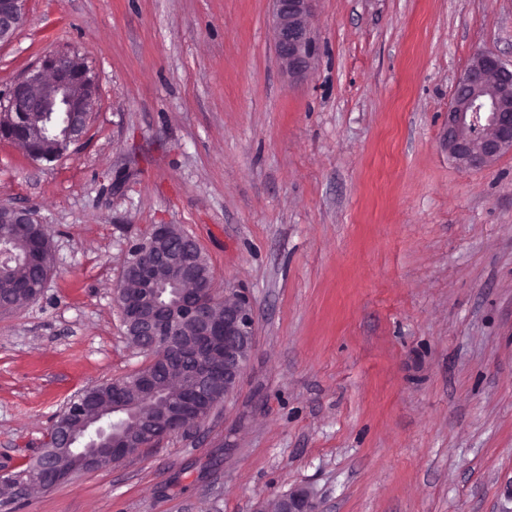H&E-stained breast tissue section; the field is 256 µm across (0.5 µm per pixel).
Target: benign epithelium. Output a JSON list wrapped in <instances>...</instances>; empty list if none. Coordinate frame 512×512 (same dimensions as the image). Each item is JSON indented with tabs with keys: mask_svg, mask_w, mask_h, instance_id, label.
<instances>
[{
	"mask_svg": "<svg viewBox=\"0 0 512 512\" xmlns=\"http://www.w3.org/2000/svg\"><path fill=\"white\" fill-rule=\"evenodd\" d=\"M27 0H0V43L11 42L26 23ZM272 33L276 59L288 77L306 73L313 64L315 42L311 17L316 0H272ZM96 92L85 63L68 52L44 55L40 65L15 80L0 98V137L23 147L35 160L62 158L68 146L83 137L95 109ZM39 112L54 118L59 135L45 145V131L34 121ZM448 155L464 169L488 167L512 153V62L490 49L476 50L456 80L448 108ZM35 215L16 206L0 205V224H31ZM166 225L154 226L151 239L141 240L129 251V265L150 274L173 262V255L154 249L152 241L164 237ZM122 324L136 322L141 349L157 345L170 361L191 375L184 395L170 406L168 427L160 433L140 431L131 441L129 432L116 430L108 437L89 440L67 431L51 430L47 448L38 461L42 484L53 487L68 479V463L78 459L95 469L114 458L138 456L162 439L188 433L190 400L206 396L213 406L225 401L237 388L242 370L254 347L256 311L252 303L233 289L224 290V315L213 311V302L188 288L173 289L171 302L161 301L164 290L153 294L133 291L118 284L114 289ZM153 361L132 373L126 385L154 383ZM82 430L95 429L82 394L65 408ZM125 413L129 422L141 419V406L118 390L112 397V414ZM255 512H322L317 495L307 487H295L273 500L261 501Z\"/></svg>",
	"mask_w": 512,
	"mask_h": 512,
	"instance_id": "7a95c632",
	"label": "benign epithelium"
}]
</instances>
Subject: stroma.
<instances>
[{"mask_svg":"<svg viewBox=\"0 0 512 512\" xmlns=\"http://www.w3.org/2000/svg\"><path fill=\"white\" fill-rule=\"evenodd\" d=\"M0 97L50 51L97 103L61 160L0 140V203L46 225L44 296L0 311V470L78 393L140 367L113 289L177 224L255 344L197 434L81 472L13 512H512V154L459 168L456 78L512 60V0H317L310 71H281L271 0H28ZM167 224L155 225L152 229L151 240H141L129 251L133 259L124 263L123 269L128 265L135 267L141 274H150L160 266L169 265L174 258L170 252H160L154 249L152 241L163 238ZM322 512L317 495L307 487H295L273 500L261 501L255 512Z\"/></svg>","mask_w":512,"mask_h":512,"instance_id":"35a3bbf8","label":"stroma"}]
</instances>
